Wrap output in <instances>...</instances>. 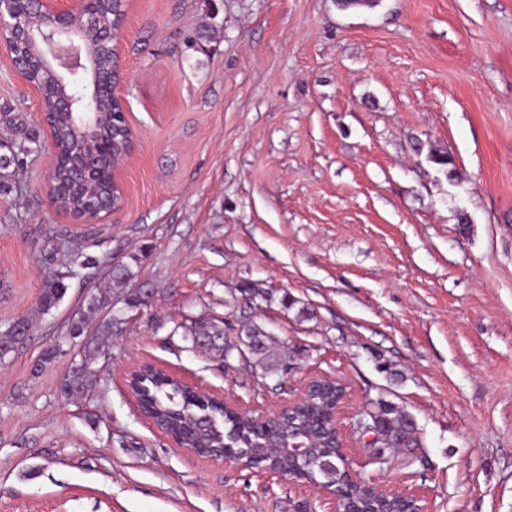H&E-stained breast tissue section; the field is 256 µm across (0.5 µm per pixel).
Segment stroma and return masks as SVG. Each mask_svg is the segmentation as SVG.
<instances>
[{"instance_id":"35a3bbf8","label":"stroma","mask_w":512,"mask_h":512,"mask_svg":"<svg viewBox=\"0 0 512 512\" xmlns=\"http://www.w3.org/2000/svg\"><path fill=\"white\" fill-rule=\"evenodd\" d=\"M121 44L137 141L110 223L48 206L46 145L12 175L22 205L0 195V333L31 325L0 362V512H325L308 483L149 428L122 381L141 359L251 409L336 377L364 479L423 487L430 512H512V0H130ZM4 111L41 128L0 64ZM80 243L100 268L42 312ZM246 282L277 299L244 303ZM105 287L122 324L73 401L68 325ZM139 288L150 307L127 308ZM202 317L263 326L277 369L192 348L176 326ZM379 398L416 423L410 467L371 462L356 430ZM68 289L64 281V276L54 275L47 279L40 298V308L43 312H48L56 307L63 299Z\"/></svg>"}]
</instances>
